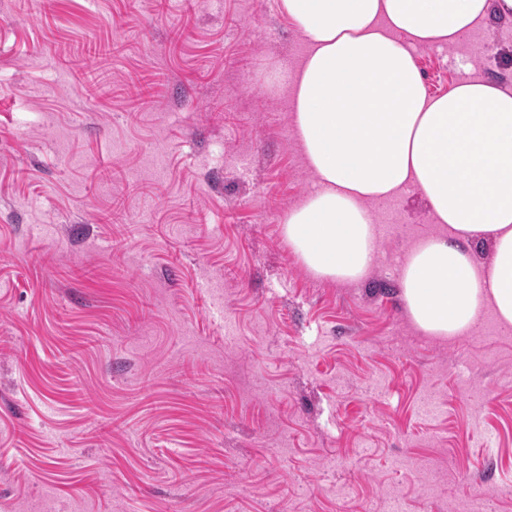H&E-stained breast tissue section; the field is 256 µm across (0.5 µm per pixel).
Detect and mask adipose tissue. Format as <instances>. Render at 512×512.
<instances>
[{"label": "adipose tissue", "instance_id": "ef3b65f1", "mask_svg": "<svg viewBox=\"0 0 512 512\" xmlns=\"http://www.w3.org/2000/svg\"><path fill=\"white\" fill-rule=\"evenodd\" d=\"M305 51L274 77L292 104L314 182L283 233L305 269L362 280L378 255L372 203L414 191L439 231L398 266L401 297L426 335H470L481 314L512 327V90L473 75L429 94L418 47L453 45L512 0H280ZM490 245V262L475 246Z\"/></svg>", "mask_w": 512, "mask_h": 512}]
</instances>
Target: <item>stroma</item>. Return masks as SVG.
Listing matches in <instances>:
<instances>
[{
	"label": "stroma",
	"mask_w": 512,
	"mask_h": 512,
	"mask_svg": "<svg viewBox=\"0 0 512 512\" xmlns=\"http://www.w3.org/2000/svg\"><path fill=\"white\" fill-rule=\"evenodd\" d=\"M303 50L279 0H0V512H512V335L411 325L421 196L362 282L282 233ZM462 57L512 89V19L430 93Z\"/></svg>",
	"instance_id": "35a3bbf8"
}]
</instances>
